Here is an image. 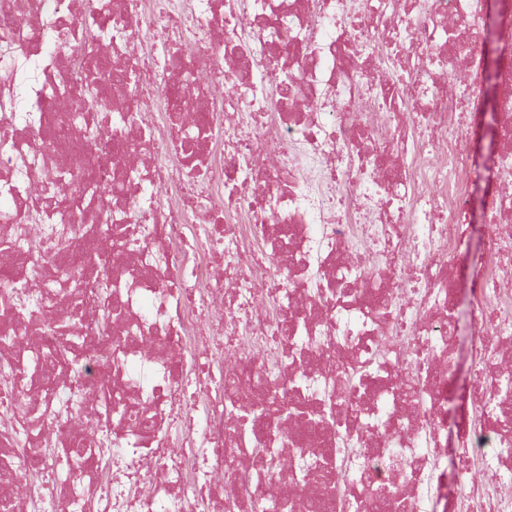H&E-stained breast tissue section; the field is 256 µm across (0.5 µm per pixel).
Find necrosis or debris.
Returning a JSON list of instances; mask_svg holds the SVG:
<instances>
[{
    "label": "necrosis or debris",
    "mask_w": 512,
    "mask_h": 512,
    "mask_svg": "<svg viewBox=\"0 0 512 512\" xmlns=\"http://www.w3.org/2000/svg\"><path fill=\"white\" fill-rule=\"evenodd\" d=\"M487 3L0 0V486L31 512H512V56L447 460ZM39 65L31 60L18 59L15 63L14 88L16 90V112L21 123L37 120L31 106V95L39 85Z\"/></svg>",
    "instance_id": "obj_1"
}]
</instances>
